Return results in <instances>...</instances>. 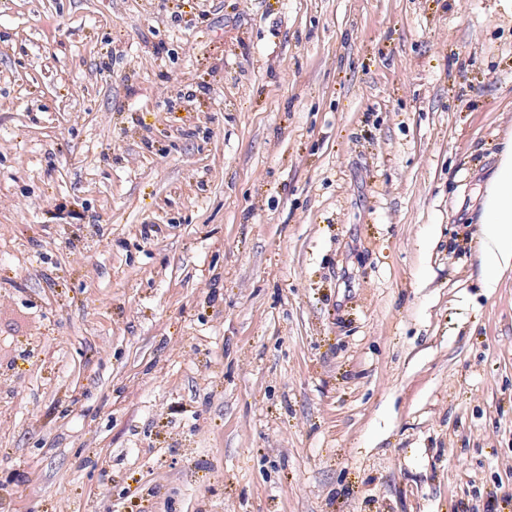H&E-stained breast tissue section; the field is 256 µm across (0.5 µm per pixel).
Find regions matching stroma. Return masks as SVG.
<instances>
[{"label": "stroma", "mask_w": 512, "mask_h": 512, "mask_svg": "<svg viewBox=\"0 0 512 512\" xmlns=\"http://www.w3.org/2000/svg\"><path fill=\"white\" fill-rule=\"evenodd\" d=\"M510 139L512 0H0V512H512ZM480 224L486 225L485 232L496 247L483 273L485 286L493 288L503 269L512 264V139L504 144L489 180Z\"/></svg>", "instance_id": "35a3bbf8"}]
</instances>
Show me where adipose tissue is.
Here are the masks:
<instances>
[{
  "label": "adipose tissue",
  "instance_id": "1",
  "mask_svg": "<svg viewBox=\"0 0 512 512\" xmlns=\"http://www.w3.org/2000/svg\"><path fill=\"white\" fill-rule=\"evenodd\" d=\"M496 251L484 268V282L494 287L503 269L512 265V142L505 143L500 161L489 180L480 218Z\"/></svg>",
  "mask_w": 512,
  "mask_h": 512
}]
</instances>
